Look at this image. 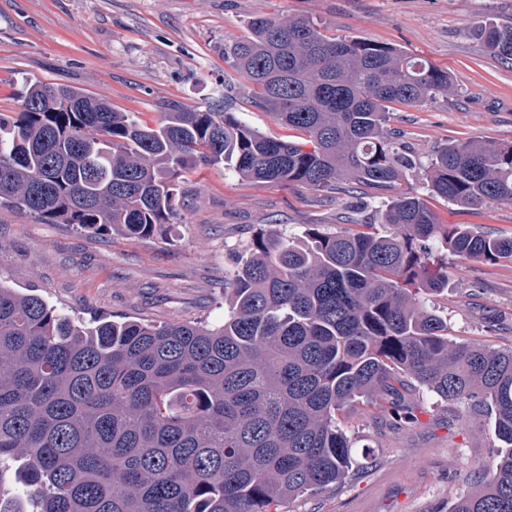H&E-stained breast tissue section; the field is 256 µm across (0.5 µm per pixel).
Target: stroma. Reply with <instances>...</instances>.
I'll return each mask as SVG.
<instances>
[{
  "instance_id": "stroma-1",
  "label": "stroma",
  "mask_w": 512,
  "mask_h": 512,
  "mask_svg": "<svg viewBox=\"0 0 512 512\" xmlns=\"http://www.w3.org/2000/svg\"><path fill=\"white\" fill-rule=\"evenodd\" d=\"M291 15L448 71L452 93L390 107L389 128L416 168L390 188L343 180L317 191L198 165L180 182L171 224L146 239L0 207V284L38 294L83 324L217 326L228 307L224 277L261 230L304 240L376 223L390 198L424 192L422 167L444 144H512V63L478 36L486 22H512V0H0V112L21 111L31 79L85 90L147 122L224 96L251 127L295 142L298 131L256 105L246 85L224 89L225 44L248 35L253 19ZM428 204L441 223L512 238V204L462 208L436 196ZM434 253L448 265V289L433 304L453 342L512 349V261L465 258L439 245ZM409 398L415 418L401 424L360 403L346 409L340 424L358 454L350 477L281 501L277 512H447L476 492L505 451L485 408L424 389Z\"/></svg>"
}]
</instances>
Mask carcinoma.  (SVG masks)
Listing matches in <instances>:
<instances>
[{"mask_svg": "<svg viewBox=\"0 0 512 512\" xmlns=\"http://www.w3.org/2000/svg\"><path fill=\"white\" fill-rule=\"evenodd\" d=\"M512 60V23L478 31ZM224 61L259 106L308 135L269 137L234 112L173 108L150 126L74 87L28 81L0 113V205L45 224L150 237L199 163L256 183L388 188L411 165L388 105L451 92L448 72L393 45L326 36L311 18H257ZM462 207L512 203V146L450 142L424 169ZM388 233L271 229L224 279L213 329L102 319L87 326L0 285V467L24 459L39 512H271L343 481L356 464L337 416L359 399L413 419L403 391L488 407L512 446V349L451 343L429 298L448 288L431 244L512 258V239L441 224L414 193L386 205ZM448 512H512V452Z\"/></svg>", "mask_w": 512, "mask_h": 512, "instance_id": "carcinoma-1", "label": "carcinoma"}]
</instances>
